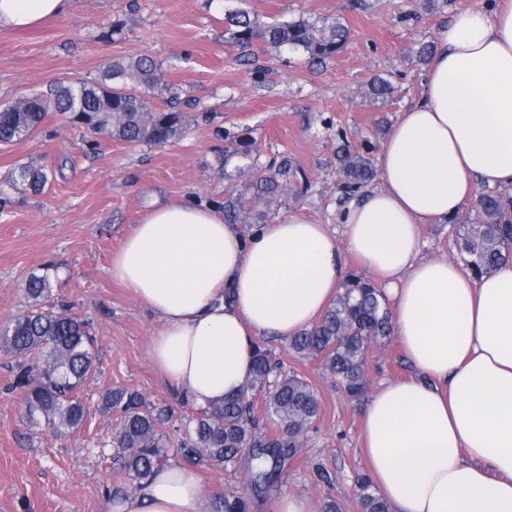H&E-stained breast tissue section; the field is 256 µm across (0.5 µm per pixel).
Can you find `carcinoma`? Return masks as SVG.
<instances>
[{
    "label": "carcinoma",
    "mask_w": 512,
    "mask_h": 512,
    "mask_svg": "<svg viewBox=\"0 0 512 512\" xmlns=\"http://www.w3.org/2000/svg\"><path fill=\"white\" fill-rule=\"evenodd\" d=\"M224 27L231 42L243 51L263 42L276 50L299 51L316 66L335 57L349 37L348 27L339 21L264 22L247 9L226 13ZM82 86L86 116L97 119L98 129L110 138L162 145L184 129L182 113L172 107L156 112L150 104L156 94L177 97V89L163 79L159 65L148 55L116 60L102 69L97 80ZM368 91L385 100L394 97L398 88L390 80L376 77ZM70 98V86L59 84L25 98L14 111L0 112V141L30 136L48 115H64ZM336 163L345 199L362 192L376 177L370 158L353 149L344 135L338 137ZM287 175L285 164L273 173L250 174L244 189H233L225 197L224 221L247 224L253 217H265L261 212L252 214L251 203L257 200L269 206L279 202ZM49 180L48 171L30 161L11 173L9 184L37 193ZM474 209L475 223L460 224L457 216L449 223L456 229L460 249L468 255V270L478 279L512 261V192L483 189L475 197ZM51 288L48 273L29 276L24 285L29 306L0 329V346L20 358L15 385L22 390L25 417L58 435L78 429L86 419L77 391L95 371L97 354L89 323L66 308L54 311L42 306ZM390 335V315L378 286L368 277L352 274L319 320L289 337L288 346L299 357L320 360L344 393L359 400L366 391L368 347ZM181 405L194 410V415L183 424L177 447L172 449L171 437L160 429L166 410L126 388H111L102 395V408L118 420L111 444L122 475L140 483L173 457L233 471L244 462L248 485L259 496L278 482L285 463L299 453L315 429L320 412L314 388L297 373H284L282 362L263 338L256 342L252 372L237 394L205 408L185 397ZM310 471L316 484L333 485L335 476L324 464L312 462ZM356 491L362 512H391L368 475L357 476ZM251 510L252 499L232 487L214 501V512Z\"/></svg>",
    "instance_id": "carcinoma-1"
}]
</instances>
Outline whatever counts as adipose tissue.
<instances>
[{
	"mask_svg": "<svg viewBox=\"0 0 512 512\" xmlns=\"http://www.w3.org/2000/svg\"><path fill=\"white\" fill-rule=\"evenodd\" d=\"M71 0H0V29L26 32ZM379 187L339 221L378 275L409 373L363 410L361 450L394 512H512V263L473 279L422 254L420 231L478 187L512 185V0L439 27L421 93L378 156ZM109 273L163 323L149 354L161 381L205 407L237 394L258 338L310 328L344 268L327 225L301 216L243 236L213 207L154 204ZM107 512H207L192 466L153 470Z\"/></svg>",
	"mask_w": 512,
	"mask_h": 512,
	"instance_id": "adipose-tissue-1",
	"label": "adipose tissue"
}]
</instances>
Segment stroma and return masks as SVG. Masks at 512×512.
Segmentation results:
<instances>
[{
  "label": "stroma",
  "mask_w": 512,
  "mask_h": 512,
  "mask_svg": "<svg viewBox=\"0 0 512 512\" xmlns=\"http://www.w3.org/2000/svg\"><path fill=\"white\" fill-rule=\"evenodd\" d=\"M483 2L448 0L433 10L428 0H366L362 9L353 0H247V8L272 19H341L350 40L319 68L300 53L261 43L242 57L224 32V13L238 0H72L64 18L28 32L0 30V104L61 82H90L112 61L149 55L178 88L187 118L183 133L161 147L93 140L56 115L28 139L0 144V190L8 195L0 208V325L27 307L21 285L46 268L52 288L44 307L69 305L89 321L98 347L96 371L79 391L86 421L62 436L26 422L13 387L17 358L0 347V512H104L125 479L115 472L116 422L102 411V394L125 387L156 406L179 405L149 355L160 321L108 272L151 206L192 199L220 207L227 190L244 183L243 167L284 163L287 189L268 221L300 214L342 234L338 134L377 158L422 89L419 42L434 40L440 26ZM378 76L399 94L370 97ZM244 134L257 141L245 160L231 153ZM33 157L51 174L44 192L6 189L13 169ZM275 347L286 370L315 388L320 414L273 495H304L318 506L331 496L343 512H361L354 479L367 470L364 402L349 400L319 360L290 354L282 340ZM407 373L395 339L369 351L368 389ZM318 460L335 472L333 487L311 480L309 464Z\"/></svg>",
  "instance_id": "1"
}]
</instances>
